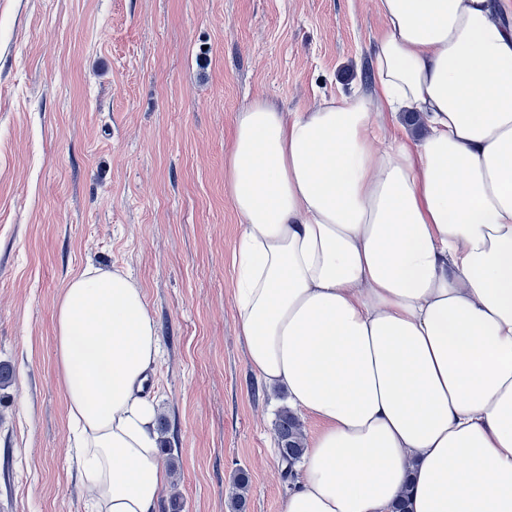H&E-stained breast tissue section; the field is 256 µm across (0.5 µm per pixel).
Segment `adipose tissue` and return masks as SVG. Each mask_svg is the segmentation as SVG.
Wrapping results in <instances>:
<instances>
[{
  "label": "adipose tissue",
  "mask_w": 512,
  "mask_h": 512,
  "mask_svg": "<svg viewBox=\"0 0 512 512\" xmlns=\"http://www.w3.org/2000/svg\"><path fill=\"white\" fill-rule=\"evenodd\" d=\"M378 8L369 92L253 100L225 160L248 363L320 425L283 512H512V26L499 0ZM159 353L130 274L69 282L55 356L95 512H157Z\"/></svg>",
  "instance_id": "ef3b65f1"
}]
</instances>
